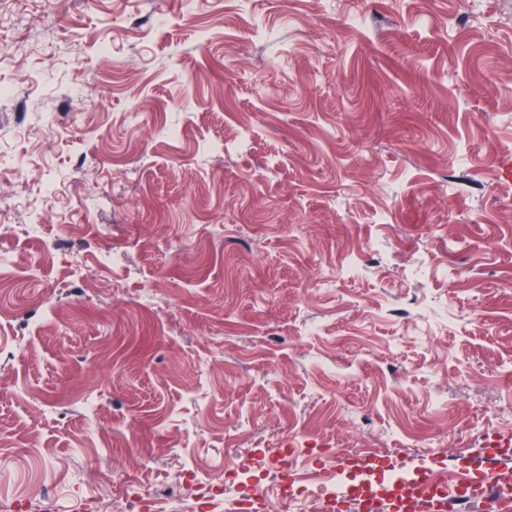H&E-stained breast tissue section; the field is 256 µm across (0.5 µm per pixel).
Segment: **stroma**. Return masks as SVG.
Returning a JSON list of instances; mask_svg holds the SVG:
<instances>
[{"label":"stroma","instance_id":"35a3bbf8","mask_svg":"<svg viewBox=\"0 0 512 512\" xmlns=\"http://www.w3.org/2000/svg\"><path fill=\"white\" fill-rule=\"evenodd\" d=\"M1 85L0 512L512 436V0H0Z\"/></svg>","mask_w":512,"mask_h":512}]
</instances>
